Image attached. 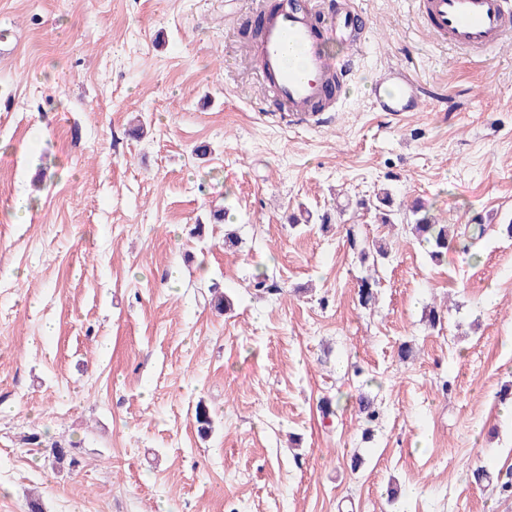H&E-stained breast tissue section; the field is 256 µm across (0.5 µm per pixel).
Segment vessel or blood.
Instances as JSON below:
<instances>
[{
    "instance_id": "1",
    "label": "vessel or blood",
    "mask_w": 512,
    "mask_h": 512,
    "mask_svg": "<svg viewBox=\"0 0 512 512\" xmlns=\"http://www.w3.org/2000/svg\"><path fill=\"white\" fill-rule=\"evenodd\" d=\"M434 36L451 47L476 55L497 53L512 34V0H418ZM371 24L348 0H310L308 8L281 10L261 31L256 71L268 87L272 111L289 125L317 120L321 107L337 111L328 100L329 76L347 84L362 64ZM335 37L351 46L347 58L330 60L318 36ZM434 92L416 84L408 67L385 66L374 83L375 112H414Z\"/></svg>"
}]
</instances>
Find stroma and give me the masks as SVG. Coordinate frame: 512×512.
<instances>
[{
    "label": "stroma",
    "mask_w": 512,
    "mask_h": 512,
    "mask_svg": "<svg viewBox=\"0 0 512 512\" xmlns=\"http://www.w3.org/2000/svg\"><path fill=\"white\" fill-rule=\"evenodd\" d=\"M257 2L0 0V512H512V37L478 58L415 0H351L372 28L347 101L289 126ZM407 63L447 104L371 111ZM383 188L486 233L433 263L411 212L357 208Z\"/></svg>",
    "instance_id": "obj_1"
}]
</instances>
